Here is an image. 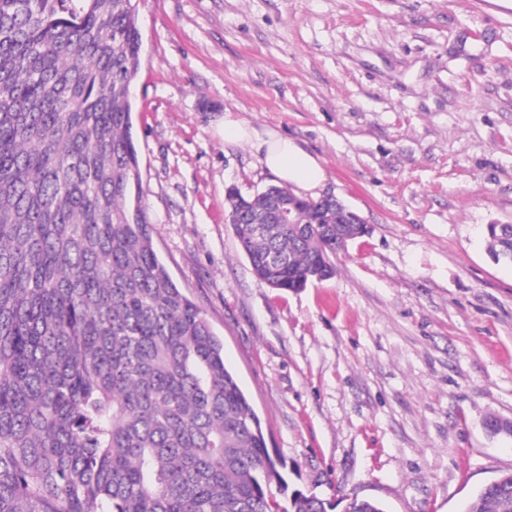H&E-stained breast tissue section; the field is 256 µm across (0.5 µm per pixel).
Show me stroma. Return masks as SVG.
I'll return each mask as SVG.
<instances>
[{
    "label": "stroma",
    "instance_id": "obj_1",
    "mask_svg": "<svg viewBox=\"0 0 512 512\" xmlns=\"http://www.w3.org/2000/svg\"><path fill=\"white\" fill-rule=\"evenodd\" d=\"M133 132L170 275L224 340L290 489L463 512L512 472V7L499 0H138ZM316 156L369 225L329 280L260 284L229 188L276 176L225 117ZM486 232L492 258L512 265V224H490Z\"/></svg>",
    "mask_w": 512,
    "mask_h": 512
}]
</instances>
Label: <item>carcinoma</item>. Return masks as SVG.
<instances>
[{"mask_svg":"<svg viewBox=\"0 0 512 512\" xmlns=\"http://www.w3.org/2000/svg\"><path fill=\"white\" fill-rule=\"evenodd\" d=\"M137 0H0V512H387L294 491L142 202ZM255 278L298 291L368 233L276 186L227 193ZM295 223L277 224V204ZM512 264V224L486 228ZM493 436L512 419L489 416ZM467 512H512V472Z\"/></svg>","mask_w":512,"mask_h":512,"instance_id":"carcinoma-1","label":"carcinoma"}]
</instances>
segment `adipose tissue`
<instances>
[{
	"label": "adipose tissue",
	"instance_id": "1",
	"mask_svg": "<svg viewBox=\"0 0 512 512\" xmlns=\"http://www.w3.org/2000/svg\"><path fill=\"white\" fill-rule=\"evenodd\" d=\"M224 140L256 147L267 169L284 183L301 190L316 192L327 179L324 167L313 155L277 130L261 133L247 123L228 119L224 122Z\"/></svg>",
	"mask_w": 512,
	"mask_h": 512
}]
</instances>
